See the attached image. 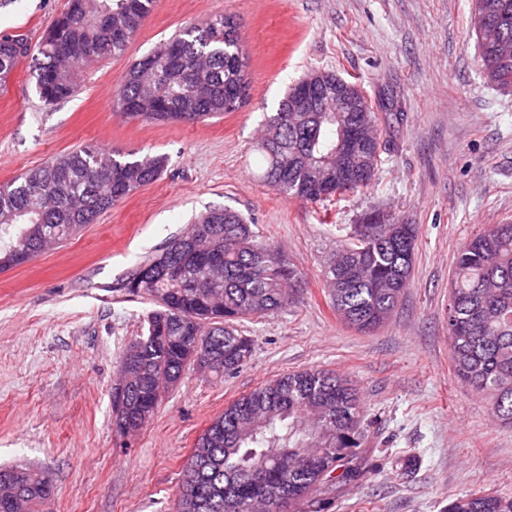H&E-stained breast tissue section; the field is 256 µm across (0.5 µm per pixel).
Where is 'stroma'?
<instances>
[{
	"label": "stroma",
	"instance_id": "1",
	"mask_svg": "<svg viewBox=\"0 0 512 512\" xmlns=\"http://www.w3.org/2000/svg\"><path fill=\"white\" fill-rule=\"evenodd\" d=\"M66 0H0V35L38 43ZM471 0H156L126 51L78 75L76 95L44 105L27 62L0 92V185L88 144L128 157L164 155L166 171L96 223L0 272V466L27 464L54 485L47 512H174L182 471L214 417L278 375L329 370L367 410L369 471L325 512H446L457 497L512 495V429L456 377L448 340L459 248L512 224V88L487 81ZM224 13L246 46L249 91L205 123L142 122L112 110L122 75L160 41ZM331 71L377 106L390 143L361 193L307 203L260 178L267 115L299 79ZM241 212L260 240L302 273L298 299L242 321L251 359L218 378L186 368L151 422L112 432V389L149 300L115 286L201 211ZM418 227L408 288L364 334L325 299L323 266L368 210ZM418 456L414 474L393 462Z\"/></svg>",
	"mask_w": 512,
	"mask_h": 512
}]
</instances>
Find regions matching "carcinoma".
Segmentation results:
<instances>
[{"label": "carcinoma", "instance_id": "obj_1", "mask_svg": "<svg viewBox=\"0 0 512 512\" xmlns=\"http://www.w3.org/2000/svg\"><path fill=\"white\" fill-rule=\"evenodd\" d=\"M156 0H67V7L35 46L20 35L0 36V88L20 60L43 63L33 73L41 101L55 105L77 92L88 65L125 52ZM503 22L512 45V0H482ZM482 68L512 86V55L478 45ZM147 85L134 61L113 92L112 110L129 120L204 123L242 106L247 95L245 53L234 20L222 13L160 42L151 51ZM283 98L268 116L257 145L262 181L280 195L324 203L371 185L381 155L362 150L356 179L336 184L338 130L376 119L370 112H289ZM164 155L118 159L92 146L51 158L0 185V271L26 263L50 243L76 236L136 189L157 181ZM415 224H395L379 211L351 225L344 244L324 266L330 306L359 332L369 333L392 313L409 286L417 246ZM180 265L181 277L166 272ZM301 273L230 208L209 209L160 254L137 265L116 290L148 299L138 352L123 392L125 411L141 425L120 423L112 397L115 435L143 429L163 394L190 364L193 337H208L200 365L220 377L252 357L253 339L237 324L281 311L298 291ZM448 338L461 383L486 393L501 425L512 428V224H497L458 251L450 284ZM364 408L350 383L333 372L303 370L264 383L224 408L197 442L176 495L175 512H253L265 487L267 512H324L329 497L366 470L356 449L365 440ZM22 502L38 512L53 488L30 467L0 468ZM447 512H512V496L478 492L453 500Z\"/></svg>", "mask_w": 512, "mask_h": 512}]
</instances>
